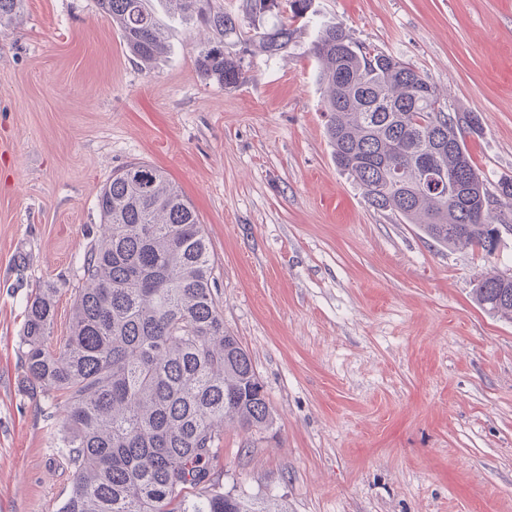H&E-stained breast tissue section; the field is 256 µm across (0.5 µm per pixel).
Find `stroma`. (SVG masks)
Returning <instances> with one entry per match:
<instances>
[{
  "mask_svg": "<svg viewBox=\"0 0 512 512\" xmlns=\"http://www.w3.org/2000/svg\"><path fill=\"white\" fill-rule=\"evenodd\" d=\"M312 7L478 115V169L512 178V0ZM154 8L170 50L148 66L96 0H26L0 28V512H58L70 492L21 388L25 303L59 288L50 343L68 336L98 192L138 161L195 207L269 402L267 430L225 428L216 486L288 512H512V322L473 299L512 275V230L488 259L370 208L327 139L311 30L227 87L197 67L213 33Z\"/></svg>",
  "mask_w": 512,
  "mask_h": 512,
  "instance_id": "stroma-1",
  "label": "stroma"
}]
</instances>
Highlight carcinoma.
Here are the masks:
<instances>
[{
    "label": "carcinoma",
    "mask_w": 512,
    "mask_h": 512,
    "mask_svg": "<svg viewBox=\"0 0 512 512\" xmlns=\"http://www.w3.org/2000/svg\"><path fill=\"white\" fill-rule=\"evenodd\" d=\"M153 0H97L130 54L150 64L169 44ZM183 22L199 19L241 53L203 50L201 72L238 82L245 56H275L310 22L312 0H248L242 16L215 0H165ZM24 0H0V26L17 22ZM327 83V136L336 164L377 211L417 224L434 243L495 256L498 225L512 221V181L490 191L463 131L478 116L442 105L409 63L352 41L341 23L322 24L310 47ZM442 188L419 186L424 164ZM102 238L81 260L69 335L48 346L59 289L27 300L22 386L51 420V448L70 466L60 512H288L216 488L211 470L224 427L249 434L272 424L248 352L224 329L213 292L210 243L192 203L145 162L112 174L100 190ZM475 299L512 320V276L478 281Z\"/></svg>",
    "instance_id": "cac0c4a2"
}]
</instances>
